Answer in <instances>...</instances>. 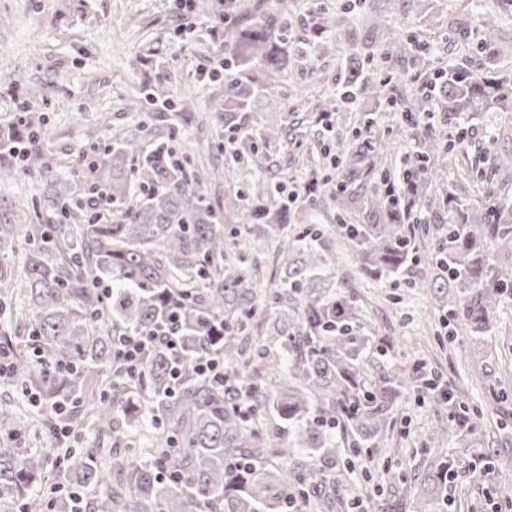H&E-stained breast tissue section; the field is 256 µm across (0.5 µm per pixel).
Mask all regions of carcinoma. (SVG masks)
<instances>
[{
    "mask_svg": "<svg viewBox=\"0 0 512 512\" xmlns=\"http://www.w3.org/2000/svg\"><path fill=\"white\" fill-rule=\"evenodd\" d=\"M345 18L316 16L323 38ZM387 59L405 53L400 31L387 29ZM227 66L234 77L224 101L208 116L231 133L234 149L224 157V184L237 187L217 214L206 178L174 144L176 126L189 123L154 88L127 104L141 121L98 149V133L85 132L90 158L82 181L58 175L40 142L43 125L20 115L0 141L6 160L0 177H38L44 185L45 222L23 233L0 224V310L19 308L28 334L0 327L9 383L32 393L51 410H66L62 422L91 428L96 446L62 448L60 474L50 475L40 452L0 447V512H42L44 489L64 484L51 499L55 512H312L359 501L336 502L340 455L338 427L355 448L392 452L391 415L409 387L405 369H368L370 337L363 310L336 290L327 269L336 250L351 272L372 281L404 278L446 309L450 336L483 344L492 334L512 266L491 263L492 246L512 247V193L502 184L486 205L465 166L452 184L445 157L467 154L469 131L448 142L429 122L427 100L405 89L406 111L420 122L401 124L411 149L398 154L360 139L373 126L363 114L355 135L338 143V187L320 177V161L306 157L318 191L305 204L288 199V173L269 150L303 128L308 117L256 118L270 84L268 76L290 69L288 20L275 27L243 18L224 30ZM442 110L459 112L480 100L512 105V79L477 71H439L431 80ZM335 92L312 110L330 119L336 103L352 106L370 96L389 100L387 83L366 75L356 51L336 74ZM253 162L252 195L239 184L244 158ZM317 205L336 208L335 228L300 229ZM361 215L365 224L347 220ZM424 216L427 222L412 227ZM258 240L278 243L272 284L258 277L265 262ZM170 330L185 362L178 378L162 344L143 361L139 381L125 379L112 337ZM224 360V375H202L196 362ZM288 376L274 394L270 380ZM484 388L510 427L512 395L484 373ZM448 422L431 439L455 437L461 444L479 430L467 405L448 401ZM303 437L304 460L288 475L292 432ZM490 460L469 465L468 481L485 483ZM448 460L428 464L419 482L420 512H452ZM63 482H57L58 477Z\"/></svg>",
    "mask_w": 512,
    "mask_h": 512,
    "instance_id": "carcinoma-1",
    "label": "carcinoma"
}]
</instances>
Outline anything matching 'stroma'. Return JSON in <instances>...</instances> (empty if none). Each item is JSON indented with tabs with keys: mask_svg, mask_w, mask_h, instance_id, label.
Wrapping results in <instances>:
<instances>
[{
	"mask_svg": "<svg viewBox=\"0 0 512 512\" xmlns=\"http://www.w3.org/2000/svg\"><path fill=\"white\" fill-rule=\"evenodd\" d=\"M288 2L292 46L313 40L309 20L323 11L356 19L357 25L334 33L305 65L292 66L272 79V90L259 110L263 118L286 116L304 95L332 90V80L353 45L369 74H391L388 92L394 98L403 92L404 77L418 68L428 74L490 68L496 75L512 76V62L495 59L482 43V21L487 17L493 18L501 42L512 43V0H402L390 12L373 9L374 0ZM237 18V9L227 0H193L187 12L179 0H0V73L13 76L21 90L39 85L30 114L46 125L43 148L63 174L78 167L86 128H96L101 142L108 144L116 131L136 127L139 117L126 104L142 86L162 89L180 111H213L232 77L219 64L229 56L222 48L224 29ZM376 24L416 36L402 61H385L383 42L373 38ZM215 68L219 80H197V70ZM461 126L471 133L470 160L488 164L496 153L512 148V114L478 104L456 114L454 121L438 118L436 128L452 135ZM177 139L194 163L224 158L215 127L191 124L179 129ZM43 205L36 179L0 184V219L23 208L24 231H32ZM331 275L337 287L359 300L366 314L375 348L372 363L398 362L413 375L461 391L481 431L469 448L452 439L431 443L429 434L447 420L448 408L432 394L407 391L391 418L398 453L385 458L368 448L358 452L344 446L336 470L341 492L361 497L363 512H416L417 479L432 457L441 456L456 467L452 492L457 512H512L500 472L512 463V434L501 431L500 417L491 411L478 382L489 358L496 378L512 392V296L503 303L489 343L472 352L443 328L434 300L406 284L350 280L339 267ZM485 452L494 455L496 468L491 480L478 488L469 484L466 470Z\"/></svg>",
	"mask_w": 512,
	"mask_h": 512,
	"instance_id": "stroma-1",
	"label": "stroma"
}]
</instances>
